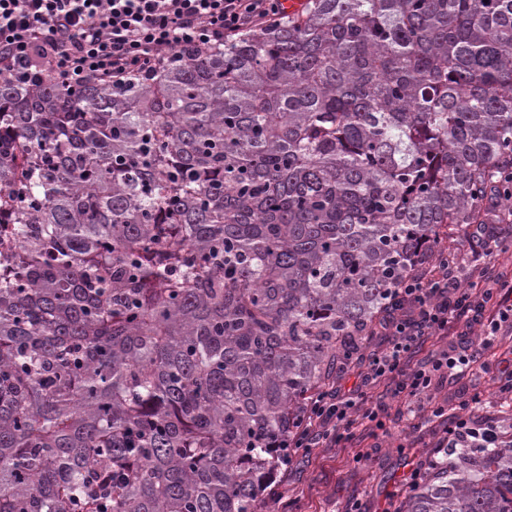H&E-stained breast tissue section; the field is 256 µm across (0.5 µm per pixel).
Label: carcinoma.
I'll use <instances>...</instances> for the list:
<instances>
[{
    "mask_svg": "<svg viewBox=\"0 0 512 512\" xmlns=\"http://www.w3.org/2000/svg\"><path fill=\"white\" fill-rule=\"evenodd\" d=\"M511 167L512 0H306L152 79L0 75V512H258ZM394 512H512V434Z\"/></svg>",
    "mask_w": 512,
    "mask_h": 512,
    "instance_id": "1",
    "label": "carcinoma"
}]
</instances>
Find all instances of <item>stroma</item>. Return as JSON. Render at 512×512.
Returning a JSON list of instances; mask_svg holds the SVG:
<instances>
[{"instance_id": "1", "label": "stroma", "mask_w": 512, "mask_h": 512, "mask_svg": "<svg viewBox=\"0 0 512 512\" xmlns=\"http://www.w3.org/2000/svg\"><path fill=\"white\" fill-rule=\"evenodd\" d=\"M480 394L482 415H499L503 403L496 383L481 375L435 390L436 398L456 406ZM383 426L375 433L355 428L352 442L333 448H306L281 479L269 512L291 501L296 512H345L360 504L362 512H388L412 461L435 447L440 424L415 426L403 399L386 397Z\"/></svg>"}]
</instances>
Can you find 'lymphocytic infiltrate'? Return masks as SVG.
<instances>
[{"label":"lymphocytic infiltrate","mask_w":512,"mask_h":512,"mask_svg":"<svg viewBox=\"0 0 512 512\" xmlns=\"http://www.w3.org/2000/svg\"><path fill=\"white\" fill-rule=\"evenodd\" d=\"M283 13L282 0H0V73L50 75L69 86L121 81L156 68L169 53L221 44ZM503 231L499 224L466 231L471 259L483 266L473 286H462L456 265L432 261L400 284L383 321L385 343L348 392L328 389L311 399L294 447L316 448L341 440L356 423L378 422L380 409L370 405L368 391L385 380L394 382L393 396L406 399L407 414L445 422L440 447L500 439V430L474 413L480 395L452 413L431 390L485 372L484 353L502 324L512 322V285L492 266ZM476 326L481 335H472ZM448 335L468 343L415 360L427 339Z\"/></svg>","instance_id":"obj_1"}]
</instances>
